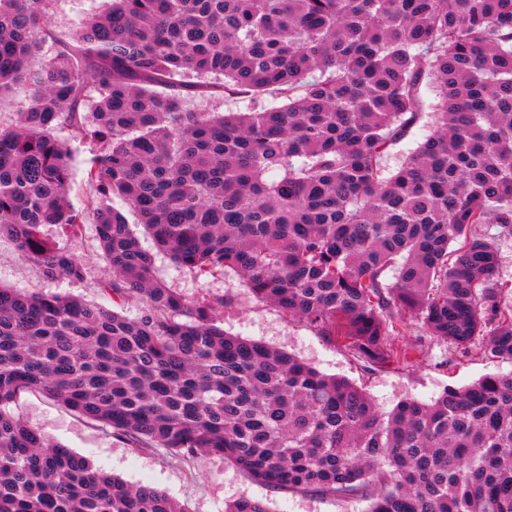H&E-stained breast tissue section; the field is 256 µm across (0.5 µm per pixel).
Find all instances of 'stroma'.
<instances>
[{"mask_svg":"<svg viewBox=\"0 0 512 512\" xmlns=\"http://www.w3.org/2000/svg\"><path fill=\"white\" fill-rule=\"evenodd\" d=\"M58 239L61 247L88 263L89 275L85 281L45 279L37 265L22 260L13 244L4 239L0 241V285L29 292L66 294L129 317L140 314V302L115 303L103 289L107 266L97 248L93 225H85L77 234ZM156 273L186 300L223 298L220 320L225 332L286 351L325 375L348 380L384 413L403 399L428 403L446 387L459 388L488 374L512 372L510 361L487 358L477 347L462 355L441 339L428 340L423 352H415L414 346L424 330L413 318L403 320L397 338L399 344L410 347L408 360L369 370L304 321L253 300L237 272L228 270L200 278L160 255L156 258ZM12 410L51 441L73 449L96 467L132 485H148L165 492L188 512H224L226 504L239 498L261 501L267 512H368L370 506L364 498L340 501L316 492L270 489L218 455L184 461L162 448L130 447L101 426L87 423L40 394H22Z\"/></svg>","mask_w":512,"mask_h":512,"instance_id":"35a3bbf8","label":"stroma"}]
</instances>
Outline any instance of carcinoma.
<instances>
[{"label":"carcinoma","mask_w":512,"mask_h":512,"mask_svg":"<svg viewBox=\"0 0 512 512\" xmlns=\"http://www.w3.org/2000/svg\"><path fill=\"white\" fill-rule=\"evenodd\" d=\"M55 2L0 0V111L25 91L0 124V239L80 283L87 263L40 227L92 224L104 290L143 310L0 288V512H187L26 425L9 409L23 393L134 448L221 455L275 490L367 498L369 512H512V374L384 417L348 381L227 334L224 299L185 300L134 231L198 277L238 272L368 369L407 359L403 313L423 325L419 350L480 339L512 361L497 276L512 0H108L69 35ZM428 114L431 133L386 171ZM73 142L90 154L81 209L66 197Z\"/></svg>","instance_id":"cac0c4a2"}]
</instances>
